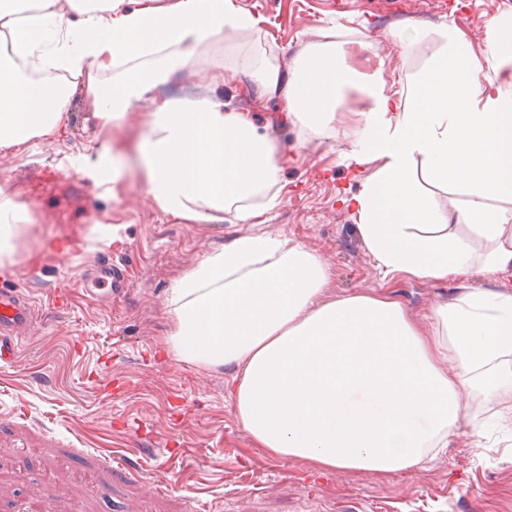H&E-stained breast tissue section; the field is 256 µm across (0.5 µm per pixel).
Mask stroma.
Instances as JSON below:
<instances>
[{
    "instance_id": "stroma-1",
    "label": "stroma",
    "mask_w": 512,
    "mask_h": 512,
    "mask_svg": "<svg viewBox=\"0 0 512 512\" xmlns=\"http://www.w3.org/2000/svg\"><path fill=\"white\" fill-rule=\"evenodd\" d=\"M264 19L260 28L225 33L200 54L201 68L169 74L146 100L224 97L250 113L292 159L276 185V203L260 221L227 212L223 222L180 224L162 213L138 172L121 200L104 195L72 167L93 152L94 105L73 88L63 135L0 151V186L14 192L33 222L0 288L31 297L38 319L16 361L0 365V512H512V388L503 387L500 416L485 428L479 393L466 398L468 421L448 436L433 461L407 471L311 472L256 448L238 426L223 374L161 351L170 319V288L204 255L244 234L292 238L321 255L333 294L392 290L422 317L456 278L383 281L341 197L359 191L365 172L346 167L343 129L356 99L321 136L295 126L280 97L250 78L219 85L202 67L233 69L247 52L265 57L289 79L310 45L333 41L361 71L383 65L387 81L415 82L443 48L434 26L461 29L481 44L488 23L512 15V0H237ZM118 227L120 243L99 241L98 225ZM115 261L129 281L112 298L82 283L101 261Z\"/></svg>"
}]
</instances>
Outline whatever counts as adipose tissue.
<instances>
[{
  "label": "adipose tissue",
  "mask_w": 512,
  "mask_h": 512,
  "mask_svg": "<svg viewBox=\"0 0 512 512\" xmlns=\"http://www.w3.org/2000/svg\"><path fill=\"white\" fill-rule=\"evenodd\" d=\"M0 0V28L43 78L0 60V150L49 138L66 123L54 74L65 71L96 105L102 141L79 174L112 199L124 193L127 154L112 128L172 70L193 66L225 31L259 18L236 0ZM446 49L408 87L381 71L359 72L335 43L308 48L283 106L318 133L347 95L360 103L345 136L349 165L367 174L341 203L382 278L464 286L412 318L385 292L327 293L326 262L302 243L240 235L213 250L165 299L162 348L226 374L235 418L255 447L317 472H403L448 445L462 398L492 400L512 383V292L470 285L475 269H512V17L490 21L476 50L462 31L439 26ZM138 147L148 193L183 224L258 218L253 197L274 186L288 161L267 134L211 96L163 103ZM462 195L451 212L432 189ZM30 217L0 188V260L10 258ZM486 249L477 252L475 242Z\"/></svg>",
  "instance_id": "obj_1"
}]
</instances>
